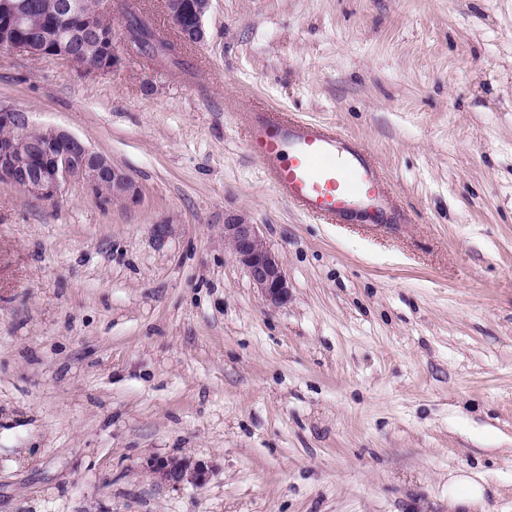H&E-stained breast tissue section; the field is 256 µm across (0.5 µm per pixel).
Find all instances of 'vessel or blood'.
I'll return each instance as SVG.
<instances>
[{
  "label": "vessel or blood",
  "instance_id": "obj_1",
  "mask_svg": "<svg viewBox=\"0 0 512 512\" xmlns=\"http://www.w3.org/2000/svg\"><path fill=\"white\" fill-rule=\"evenodd\" d=\"M247 148L278 193L304 214L326 223L361 216L399 220L393 189L355 139L276 109L247 112Z\"/></svg>",
  "mask_w": 512,
  "mask_h": 512
}]
</instances>
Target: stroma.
<instances>
[{"instance_id": "obj_1", "label": "stroma", "mask_w": 512, "mask_h": 512, "mask_svg": "<svg viewBox=\"0 0 512 512\" xmlns=\"http://www.w3.org/2000/svg\"><path fill=\"white\" fill-rule=\"evenodd\" d=\"M179 64L0 54V102L136 205L0 182V512H512V0H212ZM356 139L401 224L280 197L237 115ZM258 225L272 307L224 245ZM184 458L203 483L148 465ZM224 245L246 269L266 304L275 307L287 302L290 287L283 261L267 244L257 225L249 224L238 215L226 217ZM449 507L460 512L482 509L484 506V488L462 472L448 481Z\"/></svg>"}]
</instances>
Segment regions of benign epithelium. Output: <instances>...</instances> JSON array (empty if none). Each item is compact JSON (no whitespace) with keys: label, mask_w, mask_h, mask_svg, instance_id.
Returning a JSON list of instances; mask_svg holds the SVG:
<instances>
[{"label":"benign epithelium","mask_w":512,"mask_h":512,"mask_svg":"<svg viewBox=\"0 0 512 512\" xmlns=\"http://www.w3.org/2000/svg\"><path fill=\"white\" fill-rule=\"evenodd\" d=\"M211 0H165L171 27L186 44L206 42L204 17ZM117 9V0H94L86 10L80 0H68L48 27L54 35L38 47L20 36L30 17L22 0H0V53L19 54L28 59L34 51L60 58L79 72L109 73L122 63L123 51L112 43V35L95 27L94 20ZM6 181L43 200H54L65 186L80 183L104 200L136 204L141 191L135 180L114 166L103 154L92 150L77 137L55 128H37L29 113L0 103V182ZM224 245L242 265L264 302L279 306L288 301L289 284L283 261L255 224L243 217L224 219ZM150 469L165 482L180 483L190 477H204L202 468L188 472L178 460L155 462Z\"/></svg>","instance_id":"benign-epithelium-1"}]
</instances>
